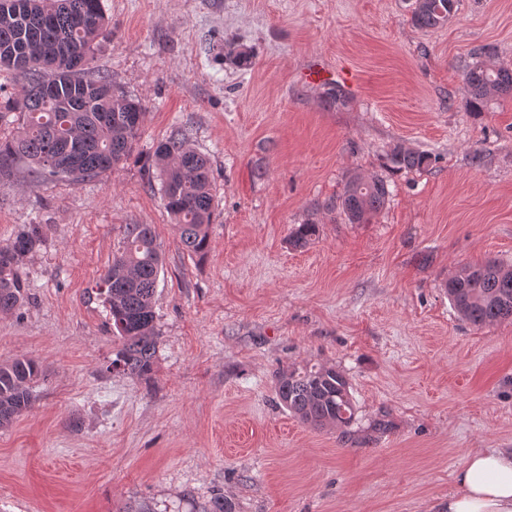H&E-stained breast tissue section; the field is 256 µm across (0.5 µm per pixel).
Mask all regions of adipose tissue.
Returning a JSON list of instances; mask_svg holds the SVG:
<instances>
[{
	"instance_id": "adipose-tissue-1",
	"label": "adipose tissue",
	"mask_w": 512,
	"mask_h": 512,
	"mask_svg": "<svg viewBox=\"0 0 512 512\" xmlns=\"http://www.w3.org/2000/svg\"><path fill=\"white\" fill-rule=\"evenodd\" d=\"M443 512H512V450L473 451L456 475Z\"/></svg>"
}]
</instances>
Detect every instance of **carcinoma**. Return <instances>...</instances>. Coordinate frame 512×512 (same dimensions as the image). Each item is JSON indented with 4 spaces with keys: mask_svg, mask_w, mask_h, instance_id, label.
<instances>
[{
    "mask_svg": "<svg viewBox=\"0 0 512 512\" xmlns=\"http://www.w3.org/2000/svg\"><path fill=\"white\" fill-rule=\"evenodd\" d=\"M457 0H413L411 22L422 29L444 25ZM107 31L101 0H0V71L26 80L22 94L0 98V122L10 113L20 121L18 134L0 140V179L17 161L28 163L32 183L98 178L127 161L144 121V108L90 66L94 44ZM471 106L478 111L493 95L512 92V70L482 62L464 74ZM397 170H422L436 162L429 153L395 145L386 154ZM151 167L158 174L167 211L193 255L209 247L214 216L212 171L208 158L190 147L178 130L156 147ZM391 191L378 177L355 175L344 185L338 206L351 224H362L383 208ZM318 225L300 224L289 244L302 249L315 240ZM46 240L44 225L27 224L0 243V312L21 305L25 288L19 264ZM162 259L149 224H127L122 246L103 275L98 295L109 307L112 327L122 342L114 364L142 378L157 354L155 295ZM448 301L466 322L483 327L512 321V266L496 261L464 265L446 284ZM38 364L20 357L0 365V428L13 423L33 404L31 384ZM280 404L313 429L336 427L348 437L356 405L343 371L334 367L286 369L277 375Z\"/></svg>",
    "mask_w": 512,
    "mask_h": 512,
    "instance_id": "1",
    "label": "carcinoma"
}]
</instances>
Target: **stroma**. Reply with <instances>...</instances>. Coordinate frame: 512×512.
<instances>
[{
	"label": "stroma",
	"instance_id": "obj_1",
	"mask_svg": "<svg viewBox=\"0 0 512 512\" xmlns=\"http://www.w3.org/2000/svg\"><path fill=\"white\" fill-rule=\"evenodd\" d=\"M411 0H102L96 69L145 117L98 179L0 180V242L41 224L26 298L0 313V364L35 360L31 410L0 428V512H441L478 448H512V321L477 329L445 286L512 265V93L470 109L464 72L512 70V0H458L441 27ZM250 50L248 67L230 54ZM317 62L345 92L304 83ZM177 129L214 176L209 248L192 255L147 161ZM437 158L392 170L393 146ZM392 196L368 223L330 207L352 174ZM318 224L306 248L294 227ZM149 224L163 268L150 379L120 348L96 285L125 225ZM342 370L348 439L276 403L288 367ZM387 428H380V421Z\"/></svg>",
	"mask_w": 512,
	"mask_h": 512
}]
</instances>
